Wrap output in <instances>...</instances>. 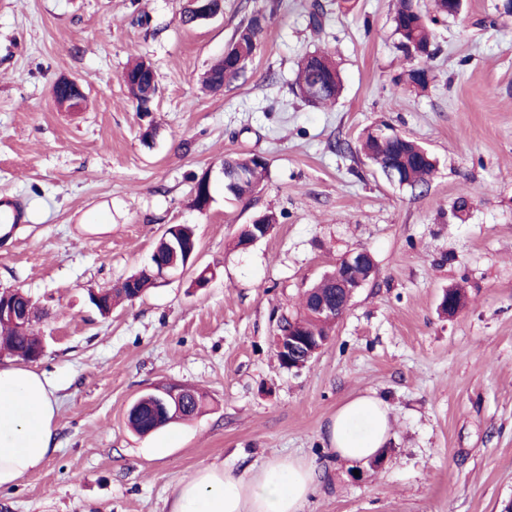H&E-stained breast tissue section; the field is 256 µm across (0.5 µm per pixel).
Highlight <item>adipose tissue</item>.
I'll return each mask as SVG.
<instances>
[{"label":"adipose tissue","mask_w":512,"mask_h":512,"mask_svg":"<svg viewBox=\"0 0 512 512\" xmlns=\"http://www.w3.org/2000/svg\"><path fill=\"white\" fill-rule=\"evenodd\" d=\"M57 387L45 373L0 362V489L37 473L57 448ZM387 403L373 393L340 406L326 427L332 456L355 463L376 456L391 431ZM316 487L312 466L294 457L250 473L211 463L175 485L168 512H302Z\"/></svg>","instance_id":"ef3b65f1"}]
</instances>
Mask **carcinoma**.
I'll return each mask as SVG.
<instances>
[{"label": "carcinoma", "mask_w": 512, "mask_h": 512, "mask_svg": "<svg viewBox=\"0 0 512 512\" xmlns=\"http://www.w3.org/2000/svg\"><path fill=\"white\" fill-rule=\"evenodd\" d=\"M277 5L271 3L264 10L255 11L246 23L240 25L232 42L231 54L215 62L204 74L203 82L211 90L218 91L239 79L244 73L243 64L252 59L257 46L268 27ZM435 17L428 18L421 10L419 0H398L392 18L393 33L397 36L398 46L412 65L404 72L405 81L415 88H425L429 81L425 63L435 54L433 48L431 23L437 19L451 17L448 12V0H434ZM125 72L131 76L141 75L145 85H151L153 74L150 62L143 57L130 63ZM295 88L307 102L324 105L333 102L342 88L340 72L336 63L326 53L317 56L310 54L302 58L298 66ZM55 101L59 105L75 106L72 102L71 86L66 79H59L54 84ZM381 129L367 131L362 142V150L371 162L380 170L396 168L402 174L405 188L412 192H424L429 186L430 178L436 167L433 156H426L420 151V144L404 137L386 139L380 135ZM224 168V194L228 199L242 200L251 196L258 189L267 171L266 161L257 155L229 158L222 164ZM205 176L196 178L193 189V205L202 211L206 204V195L211 189L204 186ZM182 264L183 254L174 252L165 239H160L153 251L151 263L139 272L125 278L131 284L129 288L113 287L102 291L97 309L109 311L115 305L130 300L131 294H143L146 289L156 284L157 266L155 261ZM336 299V288L332 280L324 278L315 283L305 294V302L300 313L279 320L278 333L288 331L291 321L297 319L304 323L308 334L314 336L328 335L326 322L311 315L312 303L320 297ZM0 302L12 303L20 309L30 303V296L17 289L0 293ZM0 350L14 354L25 361L42 352V341L31 330L30 325L21 327L0 320ZM152 398L145 400V405L138 414L128 416V422L140 435L155 427L150 405Z\"/></svg>", "instance_id": "cac0c4a2"}]
</instances>
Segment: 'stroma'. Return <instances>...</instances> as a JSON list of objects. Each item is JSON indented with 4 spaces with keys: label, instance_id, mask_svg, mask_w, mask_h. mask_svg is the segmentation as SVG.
<instances>
[{
    "label": "stroma",
    "instance_id": "1",
    "mask_svg": "<svg viewBox=\"0 0 512 512\" xmlns=\"http://www.w3.org/2000/svg\"><path fill=\"white\" fill-rule=\"evenodd\" d=\"M266 2L224 0L222 15L185 26L187 0H0V196L27 209L0 243V289L47 310L32 324L44 343L35 366L59 397L56 452L0 490V512H165L175 483L201 465L242 473L288 456L316 473L303 512L512 503V15L479 29L497 0H464L434 25L438 51L417 89L403 81L396 0H278L243 77L206 90V70ZM322 50L343 90L315 107L295 78ZM138 55L159 85L147 113L122 81ZM61 78L81 85L78 110L53 99ZM381 124L434 156L424 193L361 152ZM248 154L268 162L263 185L225 199V157ZM207 171L214 200L201 212L192 191ZM266 213L277 217L269 233L237 247ZM173 224L194 227L207 286L189 271L101 316L89 291L149 265ZM361 249L375 278L310 365L282 367L280 318ZM451 288L465 303L448 316L439 304ZM162 383L203 392L204 411L139 435L128 409ZM370 391L393 423L381 464L330 458L331 415Z\"/></svg>",
    "mask_w": 512,
    "mask_h": 512
}]
</instances>
